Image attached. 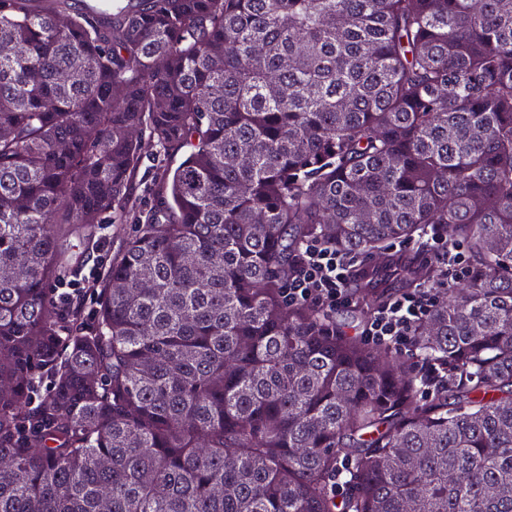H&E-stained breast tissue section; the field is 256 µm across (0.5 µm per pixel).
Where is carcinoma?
<instances>
[{"label":"carcinoma","mask_w":512,"mask_h":512,"mask_svg":"<svg viewBox=\"0 0 512 512\" xmlns=\"http://www.w3.org/2000/svg\"><path fill=\"white\" fill-rule=\"evenodd\" d=\"M104 3L0 0V512H512V0ZM148 151L180 162L75 333L51 286ZM428 224L471 273L412 359L288 303L303 241Z\"/></svg>","instance_id":"1"}]
</instances>
